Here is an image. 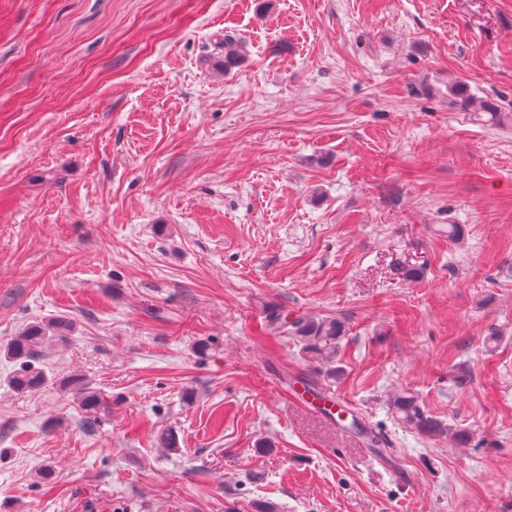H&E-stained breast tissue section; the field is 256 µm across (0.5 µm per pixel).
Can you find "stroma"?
Masks as SVG:
<instances>
[{
  "label": "stroma",
  "mask_w": 512,
  "mask_h": 512,
  "mask_svg": "<svg viewBox=\"0 0 512 512\" xmlns=\"http://www.w3.org/2000/svg\"><path fill=\"white\" fill-rule=\"evenodd\" d=\"M57 316L0 512H512V0H0V342ZM287 315L271 314L266 329L271 332H287L301 344V351L311 360L324 364L328 377H336V354L344 333L338 319L299 318L289 323ZM81 407L86 414V422L95 425L102 421V415L109 412L108 402L99 394L91 391L82 393ZM390 408L397 420L405 426L427 436L447 435L453 440H460L461 434L452 432L442 421L437 420L422 409L417 397L402 391L397 393L390 403Z\"/></svg>",
  "instance_id": "obj_1"
}]
</instances>
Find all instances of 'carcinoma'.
Instances as JSON below:
<instances>
[{
    "instance_id": "cac0c4a2",
    "label": "carcinoma",
    "mask_w": 512,
    "mask_h": 512,
    "mask_svg": "<svg viewBox=\"0 0 512 512\" xmlns=\"http://www.w3.org/2000/svg\"><path fill=\"white\" fill-rule=\"evenodd\" d=\"M241 41L232 34L224 35V71L235 68L241 59L239 48ZM266 329L271 332H287L301 344V351L311 360L325 366L327 376L336 377V354L344 333L343 324L331 318H300L288 322L281 314L269 316ZM73 323L66 317L54 318L46 323L29 326L20 335L0 345V352L18 363L19 368L8 379V385L17 392L29 391L45 383L42 370L35 366L43 349L71 334ZM81 407L86 414V422L94 425L102 421V415L109 412L108 402L99 394L91 391L82 393ZM397 420L403 425L427 436L449 435L454 440L461 434L451 430L442 421L437 420L422 409L417 397L402 391L397 393L390 403ZM366 439L369 447L382 453L383 436L358 421H353Z\"/></svg>"
}]
</instances>
